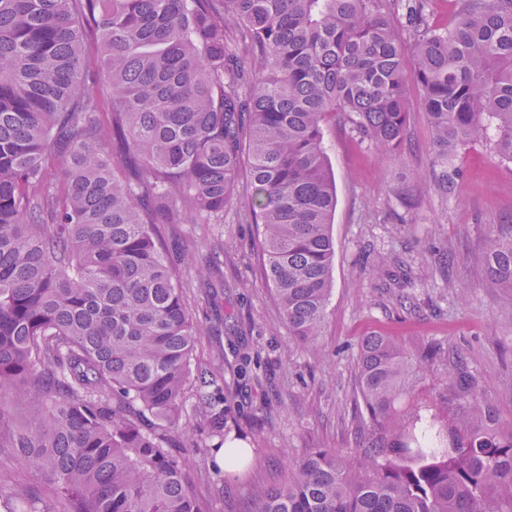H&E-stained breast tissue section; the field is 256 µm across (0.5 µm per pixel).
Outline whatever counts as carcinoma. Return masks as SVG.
<instances>
[{
  "label": "carcinoma",
  "instance_id": "obj_1",
  "mask_svg": "<svg viewBox=\"0 0 512 512\" xmlns=\"http://www.w3.org/2000/svg\"><path fill=\"white\" fill-rule=\"evenodd\" d=\"M407 0L415 65L386 0H0V496L8 512H205L173 452L196 325L186 252L162 224H222L247 169L249 218L288 335H322L336 256L323 126L340 112L394 151L416 83L448 163L494 132L512 161V0H463L439 30ZM97 46L100 96L86 46ZM109 105L106 124L99 113ZM485 274L512 305V225ZM456 389L403 422L426 364L358 344L366 442L314 448L250 512H512L504 427L452 353ZM195 408L224 438L199 371ZM26 469L49 492L31 495Z\"/></svg>",
  "mask_w": 512,
  "mask_h": 512
}]
</instances>
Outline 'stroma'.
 Masks as SVG:
<instances>
[{
    "mask_svg": "<svg viewBox=\"0 0 512 512\" xmlns=\"http://www.w3.org/2000/svg\"><path fill=\"white\" fill-rule=\"evenodd\" d=\"M405 104V140L387 155L356 134L346 116L324 126L336 183V259L317 350L288 348V329L264 277L258 228L242 219L246 194L207 235L188 224L163 228L172 246L202 256L224 251L213 277L191 279L186 290L201 328L193 364L223 388L224 424L252 460L234 472L219 467L215 440L186 408L181 443L193 450L187 480L210 512H244L255 489L283 484L289 459L309 449L355 447L358 342L373 332L416 355L433 345L463 349L500 421L512 423V306L482 271L487 237L512 224V162L482 138L440 164L416 84H408ZM401 294L412 305H401ZM241 352L251 358L246 380L236 372ZM450 390L447 370L433 364L416 382L412 406L434 413Z\"/></svg>",
    "mask_w": 512,
    "mask_h": 512,
    "instance_id": "stroma-1",
    "label": "stroma"
}]
</instances>
